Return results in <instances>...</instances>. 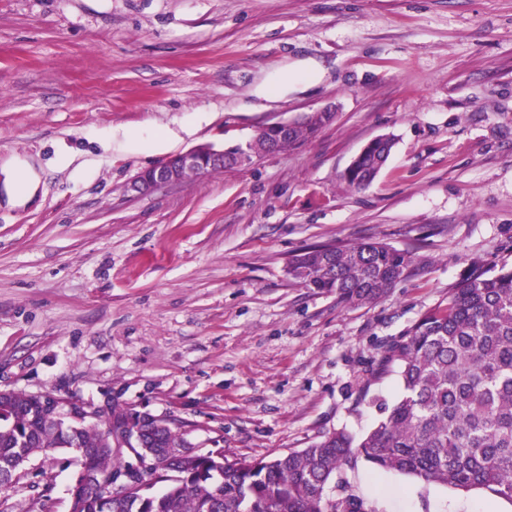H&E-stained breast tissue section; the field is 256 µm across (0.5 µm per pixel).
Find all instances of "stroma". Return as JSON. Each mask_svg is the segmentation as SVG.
<instances>
[{"instance_id": "1", "label": "stroma", "mask_w": 512, "mask_h": 512, "mask_svg": "<svg viewBox=\"0 0 512 512\" xmlns=\"http://www.w3.org/2000/svg\"><path fill=\"white\" fill-rule=\"evenodd\" d=\"M335 106L301 143L151 192L132 178L201 143ZM395 145L368 188L342 173ZM0 390L175 420L225 459L360 435L402 394L383 348L472 273L512 267V0H0ZM379 241L414 271L354 306L301 286L302 249ZM41 459L0 512L71 469ZM345 476L379 512H512L487 491Z\"/></svg>"}]
</instances>
